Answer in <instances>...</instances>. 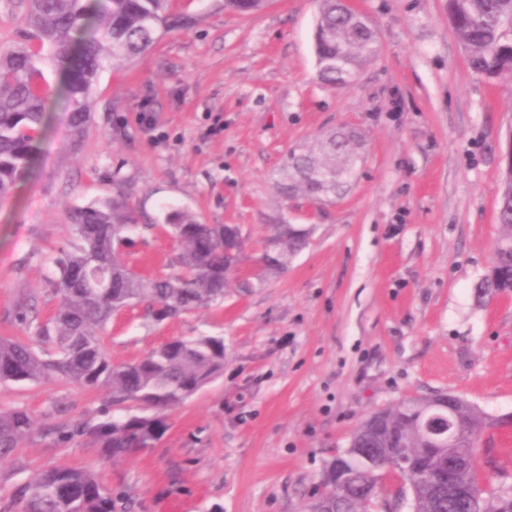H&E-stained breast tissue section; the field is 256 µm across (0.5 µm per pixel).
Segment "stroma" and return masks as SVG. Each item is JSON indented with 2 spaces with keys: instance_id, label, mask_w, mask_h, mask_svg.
Listing matches in <instances>:
<instances>
[{
  "instance_id": "obj_1",
  "label": "stroma",
  "mask_w": 512,
  "mask_h": 512,
  "mask_svg": "<svg viewBox=\"0 0 512 512\" xmlns=\"http://www.w3.org/2000/svg\"><path fill=\"white\" fill-rule=\"evenodd\" d=\"M380 41L356 80L324 85L314 0H271L254 15L224 0H174L177 28L131 65L99 72L83 138L56 105L35 161L0 201V336H28L19 295L48 321L55 260L73 209L125 181L141 228L129 262L150 276L177 244L167 217L236 224L243 268L222 301L155 321L145 306L113 314L103 339L116 363L177 337L220 336L224 370L170 414L153 448L102 459L53 426L122 417L103 391L62 380L0 385V409L36 428L0 461V499L50 466L90 467L115 512H308L359 422L409 398L460 395L512 414V292L478 301L502 233L498 201L512 139V78L475 75L448 0H353ZM151 115L153 129L141 118ZM358 134L345 189L317 199L280 191L291 152L335 129ZM276 224L308 230L285 269L264 271ZM481 476L512 483V427L478 449Z\"/></svg>"
}]
</instances>
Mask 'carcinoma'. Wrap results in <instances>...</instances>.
<instances>
[{
  "mask_svg": "<svg viewBox=\"0 0 512 512\" xmlns=\"http://www.w3.org/2000/svg\"><path fill=\"white\" fill-rule=\"evenodd\" d=\"M316 55L322 81L343 88L379 51L369 20L344 0H316ZM263 0H224V7L257 12ZM34 43L0 51V200L13 192L33 161L36 136L44 129L50 103L38 68L43 56L55 67V98L67 103L73 126L82 134L93 80L107 60L112 66L146 53L170 26L171 0H16ZM448 17L478 76L512 78V0H448ZM357 133L340 128L329 134L319 154L290 157L281 192L311 197L334 192L351 176V146ZM73 238L57 261L55 286L61 296L55 317L25 338L0 337V382L60 378L78 388L104 391L112 404L134 410L122 418L78 420L56 428L58 438L83 437L108 457H127L154 447L168 430L167 411L183 404L224 368L221 336L179 338L145 357L115 364L100 330L123 308L147 304L152 316L169 317L224 299V225L202 224L188 211L168 216L179 250L172 273L143 276L125 259L137 215L124 183L112 179V195L70 214ZM503 228L491 269L477 285L479 297L512 290V164L506 166L498 204ZM307 233L289 224L273 225L276 268L301 246ZM442 398L407 399L373 412L350 438L343 456L349 475L343 487L324 491L327 512H371L376 485L389 470L398 435L422 464L444 471L448 456L461 461L455 478L463 495L450 497L433 483L414 481L412 512H500L512 498L506 483L480 478L477 448L496 426L474 405H458L456 447L444 454L427 450L414 432L423 407ZM34 418L23 409L0 410V459L16 453L33 431ZM112 490L89 467L54 466L41 470L12 494L0 512H114Z\"/></svg>",
  "mask_w": 512,
  "mask_h": 512,
  "instance_id": "obj_1",
  "label": "carcinoma"
}]
</instances>
